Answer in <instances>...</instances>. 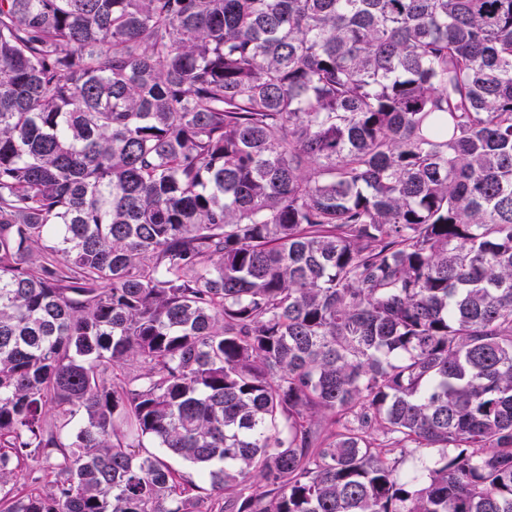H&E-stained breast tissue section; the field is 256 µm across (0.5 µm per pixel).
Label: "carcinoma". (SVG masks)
I'll return each instance as SVG.
<instances>
[{
  "label": "carcinoma",
  "mask_w": 512,
  "mask_h": 512,
  "mask_svg": "<svg viewBox=\"0 0 512 512\" xmlns=\"http://www.w3.org/2000/svg\"><path fill=\"white\" fill-rule=\"evenodd\" d=\"M0 506L512 512V0H0Z\"/></svg>",
  "instance_id": "cac0c4a2"
}]
</instances>
